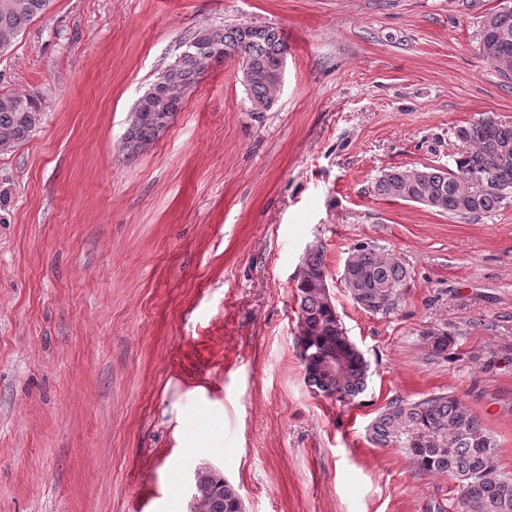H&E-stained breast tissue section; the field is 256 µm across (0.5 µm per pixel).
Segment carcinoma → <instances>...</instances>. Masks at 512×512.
I'll use <instances>...</instances> for the list:
<instances>
[{"label": "carcinoma", "instance_id": "obj_1", "mask_svg": "<svg viewBox=\"0 0 512 512\" xmlns=\"http://www.w3.org/2000/svg\"><path fill=\"white\" fill-rule=\"evenodd\" d=\"M50 0H0V53L47 9ZM194 54L175 59L158 71L138 98L120 144L126 159H137L168 130L199 79L214 63L242 57V78L257 112L269 110L282 81L280 57L288 51L282 33L268 25L205 27L193 38ZM479 52L492 62L512 55V7L484 19ZM42 120L38 99L0 93V152L22 145ZM465 145L454 167L388 169L373 184L381 198L411 201L459 219L475 220L512 199V125L482 117L455 129ZM356 280L345 282L352 300L365 312L388 315L395 309L408 272L393 255L362 245L348 260ZM328 272L323 248L306 253L297 276L299 305L296 348L311 391L348 404L363 393L369 365L329 307ZM435 357L453 339L445 331L425 335ZM371 438L403 450L416 471L441 473L461 487L456 512H512V473L501 470L497 444L468 406L452 393H431L418 400L396 398L372 422ZM241 503L237 489L208 467L197 471L192 512H230Z\"/></svg>", "mask_w": 512, "mask_h": 512}]
</instances>
